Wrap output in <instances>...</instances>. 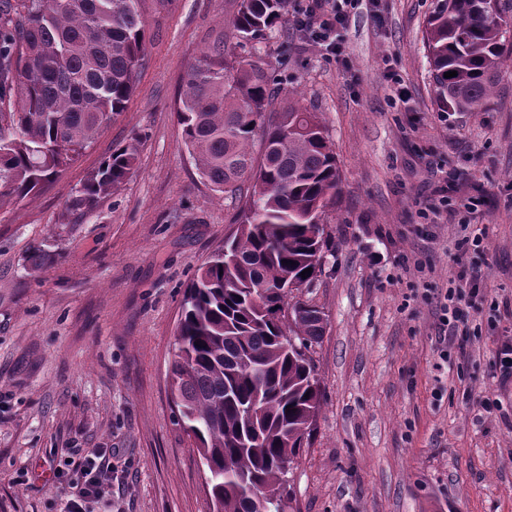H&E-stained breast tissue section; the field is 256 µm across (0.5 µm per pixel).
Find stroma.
I'll return each instance as SVG.
<instances>
[{
  "instance_id": "obj_1",
  "label": "stroma",
  "mask_w": 512,
  "mask_h": 512,
  "mask_svg": "<svg viewBox=\"0 0 512 512\" xmlns=\"http://www.w3.org/2000/svg\"><path fill=\"white\" fill-rule=\"evenodd\" d=\"M240 0H141L150 41L127 109L81 159L0 209V512H61L72 448L113 449L124 472L93 512H210L206 473L174 421L167 369L183 290L223 244L236 203L199 175L175 106L200 50L229 36ZM434 0H359L343 51L283 17L259 52L326 127L342 175L321 216L323 272L293 299L327 321L312 349L324 404L288 474L294 512H512V380L492 369L512 336V64L486 111L440 112L424 48ZM139 140L134 174L87 214L88 172ZM483 252L460 258V214ZM41 243L54 261H26ZM478 265L468 332L440 359L437 298ZM499 410L486 412L485 398ZM63 469L56 479L53 468Z\"/></svg>"
}]
</instances>
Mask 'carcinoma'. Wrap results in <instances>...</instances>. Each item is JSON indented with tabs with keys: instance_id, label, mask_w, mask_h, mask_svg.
Returning <instances> with one entry per match:
<instances>
[{
	"instance_id": "obj_1",
	"label": "carcinoma",
	"mask_w": 512,
	"mask_h": 512,
	"mask_svg": "<svg viewBox=\"0 0 512 512\" xmlns=\"http://www.w3.org/2000/svg\"><path fill=\"white\" fill-rule=\"evenodd\" d=\"M139 2L0 0V103L12 107L0 112V208L77 162L125 110L147 45ZM289 5L240 0L227 22L236 45L266 39ZM511 32L498 0H436L424 44L438 111L484 110L512 55ZM274 86L262 57H240L221 40L188 67L176 108L200 176L245 199L235 229L184 291L169 365L177 422L207 468L212 512H258L255 494L266 512H279L277 493L322 404L308 352L325 314L289 304L285 286L309 288L321 274L319 216L341 176L317 113L268 111ZM138 154L137 141L114 147L69 208L93 211L133 173Z\"/></svg>"
}]
</instances>
